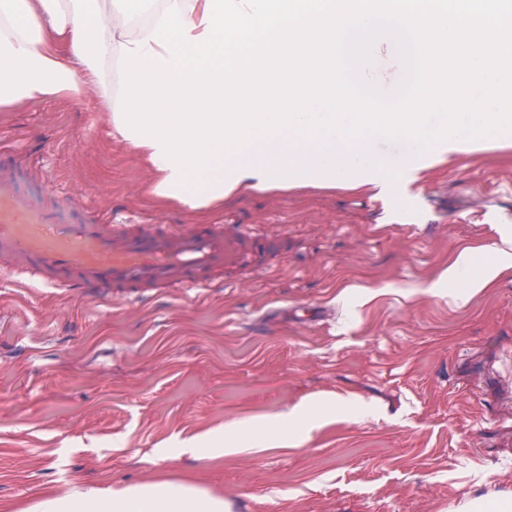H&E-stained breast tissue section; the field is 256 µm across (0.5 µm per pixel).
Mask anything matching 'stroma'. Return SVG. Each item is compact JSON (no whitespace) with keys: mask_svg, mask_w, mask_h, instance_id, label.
<instances>
[{"mask_svg":"<svg viewBox=\"0 0 512 512\" xmlns=\"http://www.w3.org/2000/svg\"><path fill=\"white\" fill-rule=\"evenodd\" d=\"M100 89L0 104L24 187L51 179L85 219L276 224L296 246L233 288L93 301L0 280V512L47 490L188 479L229 512H512V276L465 278L512 239V135L441 151L387 192L238 193L191 213L100 114ZM321 411H314V402ZM294 416L295 447L204 459Z\"/></svg>","mask_w":512,"mask_h":512,"instance_id":"1","label":"stroma"}]
</instances>
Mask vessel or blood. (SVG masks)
Wrapping results in <instances>:
<instances>
[{
	"label": "vessel or blood",
	"mask_w": 512,
	"mask_h": 512,
	"mask_svg": "<svg viewBox=\"0 0 512 512\" xmlns=\"http://www.w3.org/2000/svg\"><path fill=\"white\" fill-rule=\"evenodd\" d=\"M292 240L268 224L85 223L23 191L13 168L0 163V274L18 286L40 285L98 298L105 289L128 295L158 288L233 286L239 275L273 267Z\"/></svg>",
	"instance_id": "vessel-or-blood-1"
}]
</instances>
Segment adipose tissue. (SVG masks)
<instances>
[{
	"instance_id": "obj_1",
	"label": "adipose tissue",
	"mask_w": 512,
	"mask_h": 512,
	"mask_svg": "<svg viewBox=\"0 0 512 512\" xmlns=\"http://www.w3.org/2000/svg\"><path fill=\"white\" fill-rule=\"evenodd\" d=\"M63 36L69 50L60 59L47 47L49 32ZM152 25L111 27L97 20L93 0H0V104L80 96L84 84L101 88V104L113 112L112 83L106 64L117 61L121 44L145 39ZM278 156L251 144L225 167L207 172L205 191L188 196L186 207L200 210L240 188H259L267 174L286 175ZM221 494L195 484L164 480L127 486L75 485L51 493L35 512H225Z\"/></svg>"
}]
</instances>
